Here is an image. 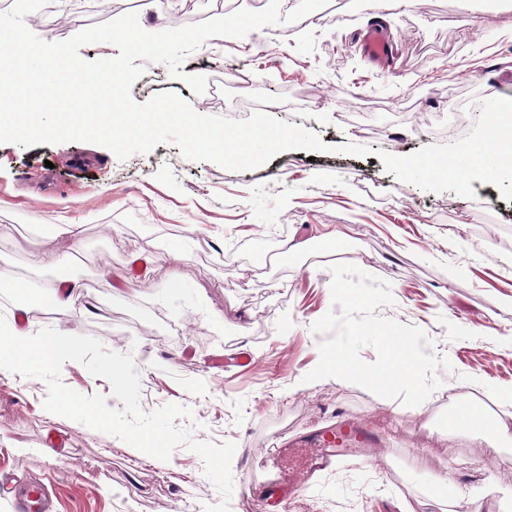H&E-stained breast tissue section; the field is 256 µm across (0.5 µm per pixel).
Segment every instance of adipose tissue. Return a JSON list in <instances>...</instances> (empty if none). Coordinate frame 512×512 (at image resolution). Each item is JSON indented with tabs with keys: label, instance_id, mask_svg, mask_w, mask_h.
<instances>
[{
	"label": "adipose tissue",
	"instance_id": "ef3b65f1",
	"mask_svg": "<svg viewBox=\"0 0 512 512\" xmlns=\"http://www.w3.org/2000/svg\"><path fill=\"white\" fill-rule=\"evenodd\" d=\"M81 347L65 333L33 336L27 330L13 327L0 335V363L34 361L46 363L79 355Z\"/></svg>",
	"mask_w": 512,
	"mask_h": 512
}]
</instances>
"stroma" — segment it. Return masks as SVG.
Returning <instances> with one entry per match:
<instances>
[{
	"mask_svg": "<svg viewBox=\"0 0 512 512\" xmlns=\"http://www.w3.org/2000/svg\"><path fill=\"white\" fill-rule=\"evenodd\" d=\"M234 2L100 0L98 12L46 21L32 12L25 24L62 41L133 13L142 29L163 31ZM477 2L314 11L286 36L263 28L208 40L179 78L146 63L131 88L146 102L145 82L156 78L218 116L186 78L220 76L225 96L261 98L271 116L316 134L324 152L287 150L232 171L170 144L122 160L81 141L0 143V323L13 320L18 291L33 300L49 285L77 284L68 305L30 317L31 335L71 331L154 362L140 375L142 411L183 406L201 425L195 439L235 444L229 512H512V442L489 450L450 418L460 401L488 411L491 391L512 382V200L477 180L471 198L428 192L399 181L378 156L450 143L458 113L512 98V0ZM372 25L395 45L390 65L357 46ZM349 142L372 152L340 153ZM69 222L77 237L49 230ZM331 233L343 243L328 241ZM289 240L302 250L286 252ZM63 254L68 262L53 264ZM337 262L388 284L393 302L377 315L421 328L450 360L428 414H395L371 391L330 377L305 382L320 360L324 336L312 325L332 308ZM170 277L178 290L165 288ZM240 352L252 358L244 375ZM61 381L122 407L80 363L66 362ZM46 396L43 380L0 369V476L44 483L57 512H204L223 500L194 451L140 458L118 437L46 411ZM339 421L378 431L374 459L305 480L283 505L249 499L250 487L290 466L267 456L276 435ZM50 433L64 447H48Z\"/></svg>",
	"mask_w": 512,
	"mask_h": 512,
	"instance_id": "1",
	"label": "stroma"
}]
</instances>
